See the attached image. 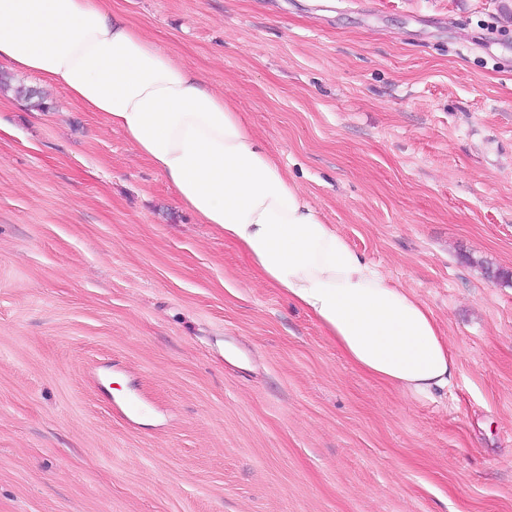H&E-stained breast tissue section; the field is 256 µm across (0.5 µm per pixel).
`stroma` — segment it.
Returning <instances> with one entry per match:
<instances>
[{
    "label": "stroma",
    "mask_w": 512,
    "mask_h": 512,
    "mask_svg": "<svg viewBox=\"0 0 512 512\" xmlns=\"http://www.w3.org/2000/svg\"><path fill=\"white\" fill-rule=\"evenodd\" d=\"M109 7L234 99L458 370L432 399L368 378L119 129L0 91V512H512V0Z\"/></svg>",
    "instance_id": "stroma-1"
}]
</instances>
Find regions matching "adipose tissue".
<instances>
[{"instance_id": "ef3b65f1", "label": "adipose tissue", "mask_w": 512, "mask_h": 512, "mask_svg": "<svg viewBox=\"0 0 512 512\" xmlns=\"http://www.w3.org/2000/svg\"><path fill=\"white\" fill-rule=\"evenodd\" d=\"M0 62L121 130L180 204L237 245L362 372L413 398L451 384L458 357L427 306L325 222L230 98L108 0H0Z\"/></svg>"}]
</instances>
